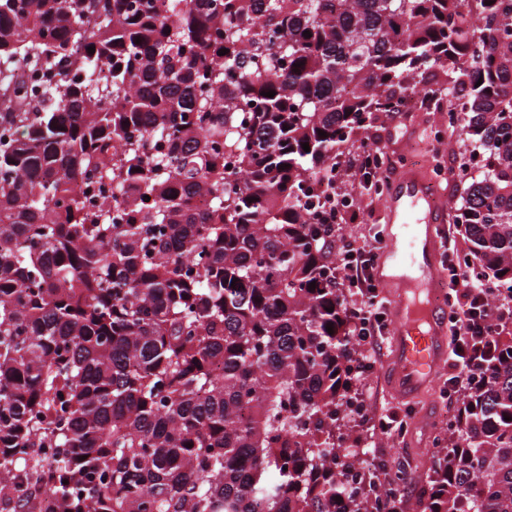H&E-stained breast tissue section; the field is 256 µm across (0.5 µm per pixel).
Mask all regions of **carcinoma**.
<instances>
[{"mask_svg": "<svg viewBox=\"0 0 512 512\" xmlns=\"http://www.w3.org/2000/svg\"><path fill=\"white\" fill-rule=\"evenodd\" d=\"M169 2L0 0V512H361L312 184L443 71L512 294V0ZM29 58L67 63L34 105ZM457 431L423 512H512V342Z\"/></svg>", "mask_w": 512, "mask_h": 512, "instance_id": "carcinoma-1", "label": "carcinoma"}]
</instances>
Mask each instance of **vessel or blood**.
Instances as JSON below:
<instances>
[{
	"label": "vessel or blood",
	"instance_id": "b4317fda",
	"mask_svg": "<svg viewBox=\"0 0 512 512\" xmlns=\"http://www.w3.org/2000/svg\"><path fill=\"white\" fill-rule=\"evenodd\" d=\"M385 245L375 278L390 291L391 385L404 398L425 392L448 358L447 305L435 292L446 281L438 242L447 217L428 173L398 166L384 198Z\"/></svg>",
	"mask_w": 512,
	"mask_h": 512
}]
</instances>
